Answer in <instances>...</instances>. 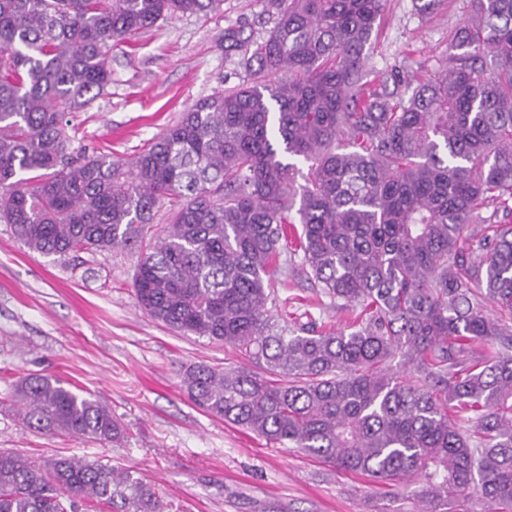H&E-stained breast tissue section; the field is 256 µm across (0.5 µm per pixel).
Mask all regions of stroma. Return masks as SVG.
<instances>
[{
	"label": "stroma",
	"instance_id": "stroma-1",
	"mask_svg": "<svg viewBox=\"0 0 512 512\" xmlns=\"http://www.w3.org/2000/svg\"><path fill=\"white\" fill-rule=\"evenodd\" d=\"M469 0H446L418 14L414 0H386L367 65L383 69L414 49V61L448 57V35ZM267 0H224L220 10L158 22L110 49L112 82L83 111L70 135L76 146L137 155L197 100L242 83L237 53L224 33L268 34ZM137 251L115 248L66 256L29 250L0 223V448L35 460L76 456L135 470L170 512H418L410 490L336 469L198 407L181 374L190 365L241 363L238 350L182 335L136 304ZM270 309L278 325L313 321L348 326L309 279L301 252L285 251ZM39 373L109 406L125 434L108 446L26 428L10 399L19 378Z\"/></svg>",
	"mask_w": 512,
	"mask_h": 512
}]
</instances>
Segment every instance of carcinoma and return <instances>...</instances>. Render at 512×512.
<instances>
[{
  "label": "carcinoma",
  "instance_id": "1",
  "mask_svg": "<svg viewBox=\"0 0 512 512\" xmlns=\"http://www.w3.org/2000/svg\"><path fill=\"white\" fill-rule=\"evenodd\" d=\"M223 0H0V222L31 251L138 249V306L245 363L182 374L206 411L392 486L426 512H512V0H470L450 64L366 71L385 0H269L261 42L224 32L247 78L133 159L71 148L112 82L111 44ZM298 157L309 163L296 184ZM348 331L272 323L288 227ZM471 224L483 229L468 231ZM27 427L106 445L112 410L58 379L15 385ZM165 512L136 472L0 450V512Z\"/></svg>",
  "mask_w": 512,
  "mask_h": 512
}]
</instances>
